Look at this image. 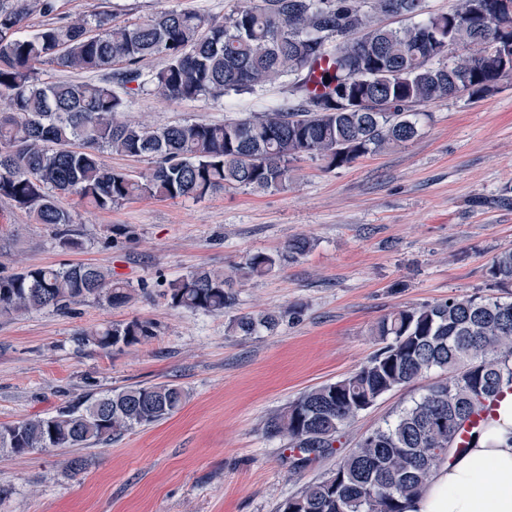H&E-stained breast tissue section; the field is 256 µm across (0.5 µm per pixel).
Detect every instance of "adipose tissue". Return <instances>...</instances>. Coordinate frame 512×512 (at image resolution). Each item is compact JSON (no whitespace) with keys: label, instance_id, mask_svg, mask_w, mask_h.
<instances>
[{"label":"adipose tissue","instance_id":"adipose-tissue-1","mask_svg":"<svg viewBox=\"0 0 512 512\" xmlns=\"http://www.w3.org/2000/svg\"><path fill=\"white\" fill-rule=\"evenodd\" d=\"M408 512H512V397L464 453L434 469Z\"/></svg>","mask_w":512,"mask_h":512}]
</instances>
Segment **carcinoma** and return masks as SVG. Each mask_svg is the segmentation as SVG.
I'll use <instances>...</instances> for the list:
<instances>
[{
  "label": "carcinoma",
  "instance_id": "carcinoma-1",
  "mask_svg": "<svg viewBox=\"0 0 512 512\" xmlns=\"http://www.w3.org/2000/svg\"><path fill=\"white\" fill-rule=\"evenodd\" d=\"M499 2L460 0L418 21L423 0H236L221 19L164 10L116 25L103 11L91 20L60 18L25 36L27 0H0V99L9 101V110H0V200L52 228L58 247L72 251L81 241L60 195L106 210L138 197L278 192L288 189L303 157L329 170L405 146L429 118L417 107L461 92L481 99L503 78L512 11L498 9ZM390 13L411 23L389 27L383 18ZM156 56L164 66L144 72L142 63ZM42 63L103 78L46 83L36 77ZM284 78L296 95L292 104L222 124L132 123L112 89L135 83L168 101H218ZM107 150L147 157L151 167L136 174L109 167L101 159ZM282 260L252 254L241 278L270 274ZM489 274L512 285V251L496 256ZM237 285L220 270L199 268L170 282L164 296L174 309L222 314L235 306ZM133 292L129 282L89 264L27 266L0 274V315L66 311L90 299L122 306ZM278 324L265 313L236 317L230 327L251 336ZM371 335L379 348L366 364L267 419L265 434L297 449L292 469L332 453L342 428L384 394L432 369L447 376L362 436L327 475L283 500L280 512H406L433 468L467 449L458 434L483 402L512 390V299L474 294L397 309ZM154 336V323L133 318L84 330L80 340L111 351ZM185 400L171 383L114 389L52 416L1 424L0 453L87 448L165 420Z\"/></svg>",
  "mask_w": 512,
  "mask_h": 512
}]
</instances>
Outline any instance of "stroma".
Listing matches in <instances>:
<instances>
[{
	"mask_svg": "<svg viewBox=\"0 0 512 512\" xmlns=\"http://www.w3.org/2000/svg\"><path fill=\"white\" fill-rule=\"evenodd\" d=\"M234 0H58L59 12L123 24L168 9L221 18ZM126 116L149 124L221 123L291 102L288 84L218 101L170 102L151 89L124 93ZM407 146L325 169L296 163L287 190H227L200 201L141 198L96 210L59 205L81 249L61 250L49 227L0 201V270L93 263L137 288L112 307L0 316V424L47 417L91 395L172 382L187 398L173 416L107 444L24 457L0 453V512H277L280 502L335 468L339 455L392 421L442 378L434 369L383 395L348 423L335 455L293 471L285 440L264 420L302 392L342 379L377 349L372 325L399 308L448 297H512L488 267L512 250V76L484 98L431 102ZM312 248L245 281L221 315L168 306V284L201 268L233 273L254 253ZM273 313L277 329L242 336L239 315ZM156 324L147 342L109 352L79 332L132 318ZM78 457L83 471L64 473Z\"/></svg>",
	"mask_w": 512,
	"mask_h": 512,
	"instance_id": "obj_1",
	"label": "stroma"
}]
</instances>
